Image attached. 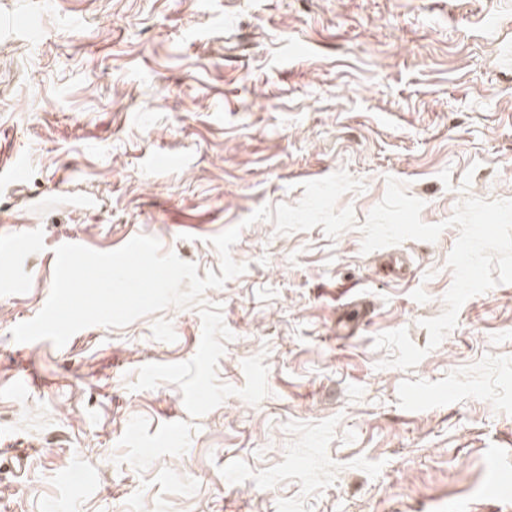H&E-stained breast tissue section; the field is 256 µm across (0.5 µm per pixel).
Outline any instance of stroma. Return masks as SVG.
<instances>
[{"mask_svg":"<svg viewBox=\"0 0 512 512\" xmlns=\"http://www.w3.org/2000/svg\"><path fill=\"white\" fill-rule=\"evenodd\" d=\"M0 512H512V284L464 303L416 367L376 335L441 314L448 223L512 199V0H0ZM171 165H154L158 154ZM347 171L356 225L248 223ZM423 201L433 242L362 252L387 177ZM232 337L219 382L260 355L268 395L189 416L139 369L196 354L197 308L15 342L50 294L59 240L100 252L133 229L218 270ZM41 386L18 392L30 372Z\"/></svg>","mask_w":512,"mask_h":512,"instance_id":"obj_1","label":"stroma"}]
</instances>
